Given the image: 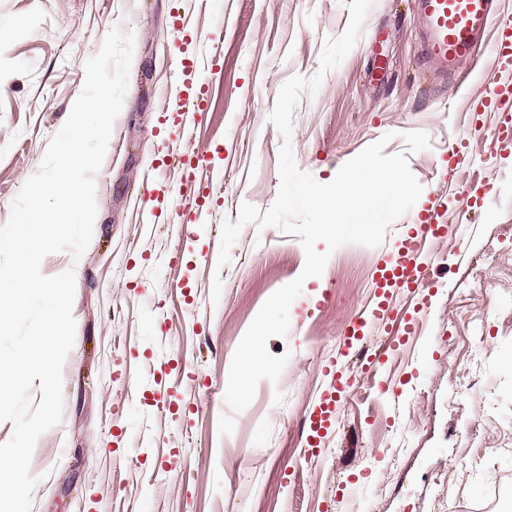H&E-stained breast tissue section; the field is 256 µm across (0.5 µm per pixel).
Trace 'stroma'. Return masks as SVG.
Here are the masks:
<instances>
[{
	"instance_id": "stroma-1",
	"label": "stroma",
	"mask_w": 512,
	"mask_h": 512,
	"mask_svg": "<svg viewBox=\"0 0 512 512\" xmlns=\"http://www.w3.org/2000/svg\"><path fill=\"white\" fill-rule=\"evenodd\" d=\"M180 11L207 42L175 40ZM349 16L345 0H0V225L81 94L86 60L113 27L135 36L95 176L92 240L80 259L64 251L41 264L47 276L75 273L76 336L63 420L32 455V512H470L512 474V141L495 142L496 113L468 90L488 76L484 55L429 82L413 0H374L356 46L303 94L291 145L321 183L382 136L386 153H407L423 191L402 223L434 207L448 227L431 246L427 289H396L390 318L368 321L345 350L343 330L376 300L397 232L335 250L292 303L288 336L267 343L289 357L279 380L261 381L233 433L219 434L238 343L305 265L298 236L249 224L218 267L221 225L242 203L273 204L282 136L268 115L289 77L318 72L324 40ZM195 53L209 61L206 116L180 136L172 89L180 58ZM410 131L429 148L409 152ZM166 144L205 154L206 168L165 167ZM457 151L467 161L448 170ZM154 165L165 182L147 192L171 211L166 224L139 215ZM182 181L187 193L170 200L167 185ZM476 319L480 356L467 334ZM332 363L346 393L310 459L309 415ZM463 377L472 388L461 394Z\"/></svg>"
}]
</instances>
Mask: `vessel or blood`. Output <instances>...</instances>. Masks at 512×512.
Segmentation results:
<instances>
[{
    "label": "vessel or blood",
    "mask_w": 512,
    "mask_h": 512,
    "mask_svg": "<svg viewBox=\"0 0 512 512\" xmlns=\"http://www.w3.org/2000/svg\"><path fill=\"white\" fill-rule=\"evenodd\" d=\"M496 0H417L420 21L421 58L429 72L442 76L451 74L456 66L469 60L481 45L492 20ZM491 78L486 94L494 111L503 113L504 120L496 132L497 139L512 140V19L499 23L498 37L489 47ZM189 84L197 88V100L171 116L176 133L183 134L199 125L204 117L203 97L208 93L196 64H184ZM439 230L437 215L428 212L420 224L406 232L393 258L392 279L400 288L421 285L430 261L427 244ZM327 384L319 404L309 419L310 433L306 453L317 456L320 442L316 435L328 430L335 422L336 403L345 391L341 375L326 368Z\"/></svg>",
    "instance_id": "1"
}]
</instances>
